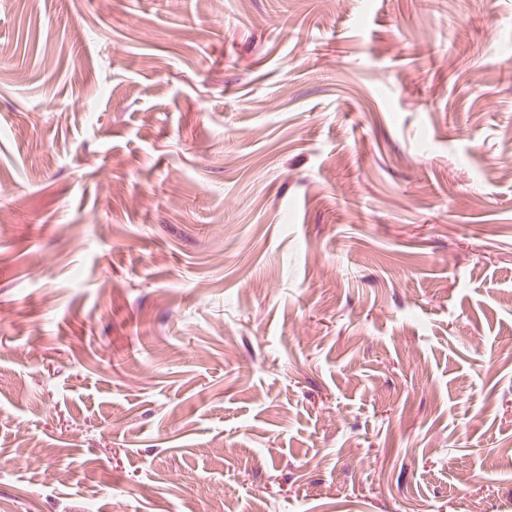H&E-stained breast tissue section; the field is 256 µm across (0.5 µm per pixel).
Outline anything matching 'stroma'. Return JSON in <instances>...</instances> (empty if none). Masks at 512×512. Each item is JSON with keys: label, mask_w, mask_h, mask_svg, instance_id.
I'll use <instances>...</instances> for the list:
<instances>
[{"label": "stroma", "mask_w": 512, "mask_h": 512, "mask_svg": "<svg viewBox=\"0 0 512 512\" xmlns=\"http://www.w3.org/2000/svg\"><path fill=\"white\" fill-rule=\"evenodd\" d=\"M512 512V0H0V512Z\"/></svg>", "instance_id": "35a3bbf8"}]
</instances>
